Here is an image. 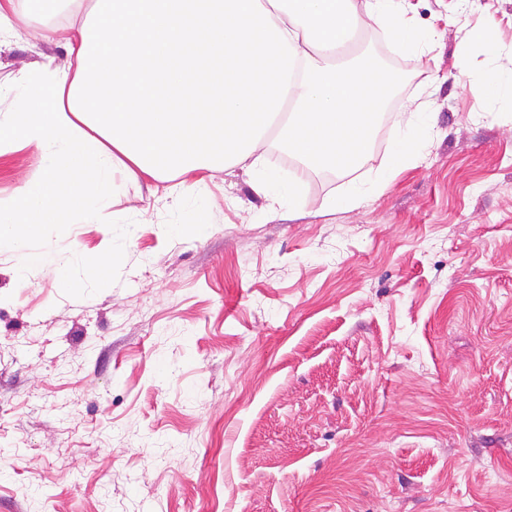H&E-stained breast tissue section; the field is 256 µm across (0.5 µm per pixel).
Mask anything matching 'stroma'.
I'll use <instances>...</instances> for the list:
<instances>
[{
  "label": "stroma",
  "instance_id": "obj_1",
  "mask_svg": "<svg viewBox=\"0 0 512 512\" xmlns=\"http://www.w3.org/2000/svg\"><path fill=\"white\" fill-rule=\"evenodd\" d=\"M410 3L438 38L367 165L305 180L306 217L219 170L30 238L111 255L106 280L0 250V512H512V103L472 92L476 31L512 72V0ZM42 31L0 52V112L21 70L65 65ZM409 101L434 118L421 158L323 211ZM40 164L0 156V201Z\"/></svg>",
  "mask_w": 512,
  "mask_h": 512
}]
</instances>
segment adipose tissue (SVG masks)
<instances>
[{"instance_id":"1","label":"adipose tissue","mask_w":512,"mask_h":512,"mask_svg":"<svg viewBox=\"0 0 512 512\" xmlns=\"http://www.w3.org/2000/svg\"><path fill=\"white\" fill-rule=\"evenodd\" d=\"M54 0H0V47L20 36ZM384 30L398 53L421 56L436 33L417 27L408 0H87L61 38L67 64L26 70L10 92L12 109L0 112V154L34 149L38 172L0 203V249L20 252L23 269L56 263L30 250L37 211L63 209L74 224H102L112 198L126 185L147 184L150 195L177 177L241 168L270 213L301 209L304 181L283 182L260 165L269 128L286 102L295 110L280 126V141H307L299 158L309 169L344 173L369 158V128L355 85L374 69L330 65L357 29ZM227 57L214 148L195 125L200 99L187 91L197 69L198 44ZM325 67H318L320 59ZM109 63L111 78L100 65ZM432 130L421 107L395 138L391 166L418 159Z\"/></svg>"}]
</instances>
